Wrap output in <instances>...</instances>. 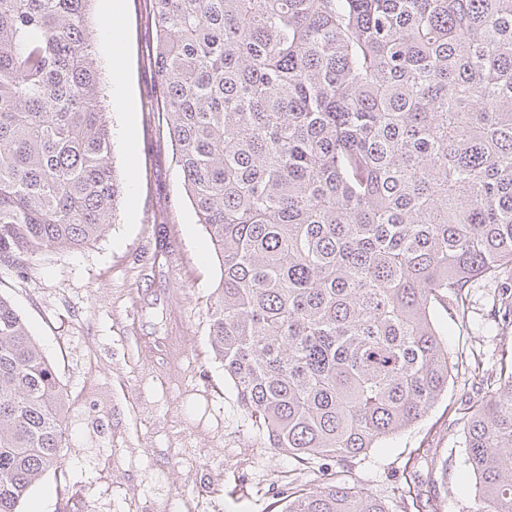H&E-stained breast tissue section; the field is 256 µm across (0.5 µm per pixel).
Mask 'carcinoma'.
Wrapping results in <instances>:
<instances>
[{
	"label": "carcinoma",
	"instance_id": "carcinoma-1",
	"mask_svg": "<svg viewBox=\"0 0 512 512\" xmlns=\"http://www.w3.org/2000/svg\"><path fill=\"white\" fill-rule=\"evenodd\" d=\"M92 0H0V269L114 223ZM157 100L221 277L209 341L306 466L417 424L452 371L433 307L497 283L512 329V0H147ZM68 394L0 294V512L68 448ZM475 512H512V361L464 408ZM448 449L429 448L431 471ZM281 512H389L331 473Z\"/></svg>",
	"mask_w": 512,
	"mask_h": 512
}]
</instances>
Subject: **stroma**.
I'll return each instance as SVG.
<instances>
[{"mask_svg": "<svg viewBox=\"0 0 512 512\" xmlns=\"http://www.w3.org/2000/svg\"><path fill=\"white\" fill-rule=\"evenodd\" d=\"M94 53L101 69L114 167L122 184L115 222L78 251H56L22 271L0 273V294L24 318L70 402L62 468L43 474L23 512H269L292 479L315 483L264 445L208 342L219 261L182 187L176 153L155 108V38L145 0H93ZM127 101H118L115 80ZM493 286L476 289L460 323L437 314L449 352L472 351L485 374L512 358L496 334ZM452 376L442 398L414 426L381 447L329 469H348L390 512H473L464 463L460 402L480 393ZM444 448L448 466L428 473L415 449ZM419 481L394 497L405 466Z\"/></svg>", "mask_w": 512, "mask_h": 512, "instance_id": "obj_1", "label": "stroma"}]
</instances>
